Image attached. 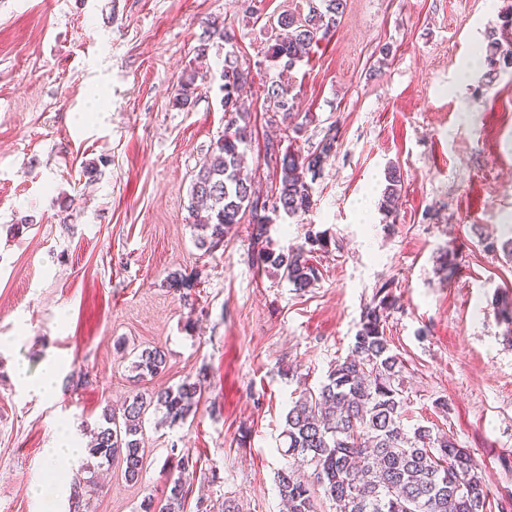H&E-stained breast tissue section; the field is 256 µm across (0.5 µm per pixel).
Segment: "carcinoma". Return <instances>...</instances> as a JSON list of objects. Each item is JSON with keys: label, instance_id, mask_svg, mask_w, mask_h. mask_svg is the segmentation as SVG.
Segmentation results:
<instances>
[{"label": "carcinoma", "instance_id": "carcinoma-1", "mask_svg": "<svg viewBox=\"0 0 512 512\" xmlns=\"http://www.w3.org/2000/svg\"><path fill=\"white\" fill-rule=\"evenodd\" d=\"M307 13L296 18L282 15L280 28L265 56L283 69L294 68L313 45L336 28L344 13L345 0H305ZM498 40L490 43L488 65H512V50L498 54ZM250 72L224 60V134L200 165L190 192L188 210L197 243L212 251L229 230L252 215L251 239L258 246V263L304 291L318 282L319 269L313 253L325 249L327 239L307 231L304 242L286 252L276 251L268 236L273 217L295 218L312 205L313 183L326 160L336 151V135H326L316 149L305 155L268 142L265 163L279 174L278 186L268 203L255 198L252 177L244 173L241 157L251 141L248 113L242 111L240 96L250 84ZM200 78L195 69L183 72L175 98L176 105H191ZM269 121L287 119L294 109L290 87L273 82L263 89ZM385 202H392L401 190L396 167L385 173ZM457 270V254L447 248L439 256L438 272L451 281ZM498 321L512 337V295L499 294L493 301ZM395 298L384 283L372 304L365 307L359 330L346 357L336 361L320 388H304L288 410L284 436L292 464L277 475L280 499L288 512H317L315 496L301 469L313 468V481L335 503V512H488V491L479 463L447 433L418 425H404L408 397L404 395L403 360L390 348L384 332L387 313ZM166 355L159 348H145L133 363L136 378L155 376L166 367ZM201 383L184 382L145 396L137 393L123 404L122 412L107 409L94 432L89 455L102 460L119 459L128 481L139 479L143 468V422L150 408L163 410L170 425L183 424L195 414ZM198 460L183 452L173 465L178 472L171 479L166 503L159 512H180L188 487L182 475L196 468ZM93 477L71 483L69 512H87Z\"/></svg>", "mask_w": 512, "mask_h": 512}]
</instances>
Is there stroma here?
<instances>
[{"mask_svg": "<svg viewBox=\"0 0 512 512\" xmlns=\"http://www.w3.org/2000/svg\"><path fill=\"white\" fill-rule=\"evenodd\" d=\"M298 6L0 0V512H43L32 484L79 473L104 408L197 378L206 391L195 417L172 426L149 411L141 477L101 465L88 512L164 502L185 450L198 466L180 512L227 498L240 512H282L289 404L347 355L387 281L405 425L470 449L491 501L512 494V342L491 305L512 287V260L487 247L512 224V67L469 61L501 34L512 0H347L336 30L286 78L265 51L271 21ZM214 21L231 39L215 40L191 106H174ZM228 59L251 70L245 170L261 195L276 184L265 144L284 137L267 121L265 85L286 78L293 88L302 131L292 150L336 134L313 207L269 226L284 250L325 233L312 288L259 267L248 223L214 251L195 242L190 189L224 132ZM391 166L401 192L386 208ZM24 218L29 228L13 234ZM449 247L459 269L446 282L435 267ZM175 274L187 289L170 288ZM148 347L165 352L166 367L135 380L133 352ZM51 359L60 371L49 397L36 384ZM19 365L32 380L24 389L13 381ZM77 371L88 382L75 388ZM66 436L83 446L80 459L48 466L47 449Z\"/></svg>", "mask_w": 512, "mask_h": 512, "instance_id": "35a3bbf8", "label": "stroma"}]
</instances>
